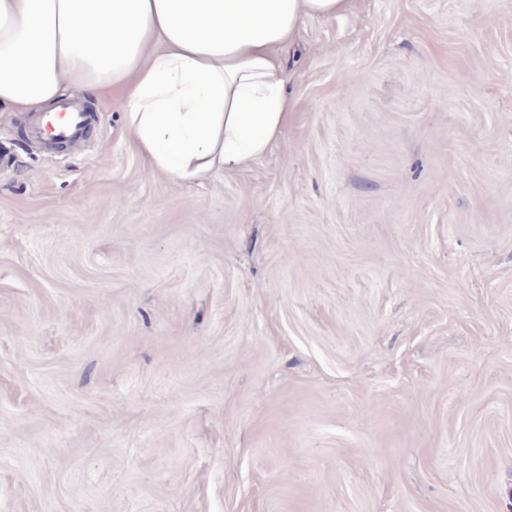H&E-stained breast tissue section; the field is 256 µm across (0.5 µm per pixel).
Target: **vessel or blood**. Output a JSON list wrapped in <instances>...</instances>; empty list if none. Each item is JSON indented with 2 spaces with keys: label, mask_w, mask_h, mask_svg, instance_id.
<instances>
[{
  "label": "vessel or blood",
  "mask_w": 512,
  "mask_h": 512,
  "mask_svg": "<svg viewBox=\"0 0 512 512\" xmlns=\"http://www.w3.org/2000/svg\"><path fill=\"white\" fill-rule=\"evenodd\" d=\"M93 121L80 96L74 95L61 102L59 113H28L25 136L28 142L48 150L59 146L78 148L86 141Z\"/></svg>",
  "instance_id": "obj_1"
}]
</instances>
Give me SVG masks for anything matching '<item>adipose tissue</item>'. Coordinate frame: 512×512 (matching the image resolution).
<instances>
[{
    "label": "adipose tissue",
    "mask_w": 512,
    "mask_h": 512,
    "mask_svg": "<svg viewBox=\"0 0 512 512\" xmlns=\"http://www.w3.org/2000/svg\"><path fill=\"white\" fill-rule=\"evenodd\" d=\"M353 0H0V108L70 88L119 98L140 155L177 181L264 155L288 124L282 56Z\"/></svg>",
    "instance_id": "1"
}]
</instances>
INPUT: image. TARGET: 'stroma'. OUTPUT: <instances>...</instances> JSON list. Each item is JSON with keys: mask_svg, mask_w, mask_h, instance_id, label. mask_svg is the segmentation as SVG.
Masks as SVG:
<instances>
[{"mask_svg": "<svg viewBox=\"0 0 512 512\" xmlns=\"http://www.w3.org/2000/svg\"><path fill=\"white\" fill-rule=\"evenodd\" d=\"M176 181L0 111V512H512V0L306 21Z\"/></svg>", "mask_w": 512, "mask_h": 512, "instance_id": "stroma-1", "label": "stroma"}]
</instances>
